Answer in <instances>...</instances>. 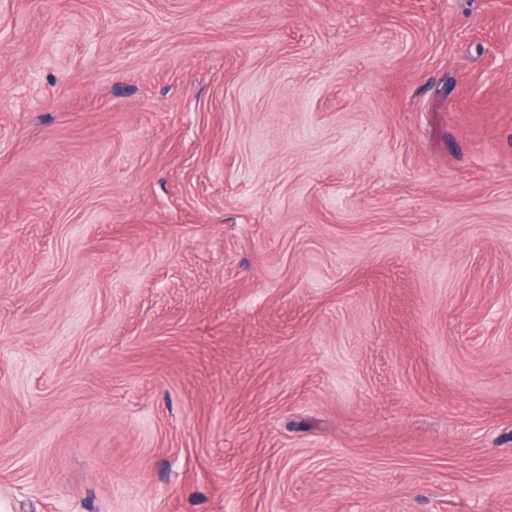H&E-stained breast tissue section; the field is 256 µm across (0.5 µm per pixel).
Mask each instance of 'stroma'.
Listing matches in <instances>:
<instances>
[{
  "instance_id": "1",
  "label": "stroma",
  "mask_w": 512,
  "mask_h": 512,
  "mask_svg": "<svg viewBox=\"0 0 512 512\" xmlns=\"http://www.w3.org/2000/svg\"><path fill=\"white\" fill-rule=\"evenodd\" d=\"M0 512H512V0H0Z\"/></svg>"
}]
</instances>
